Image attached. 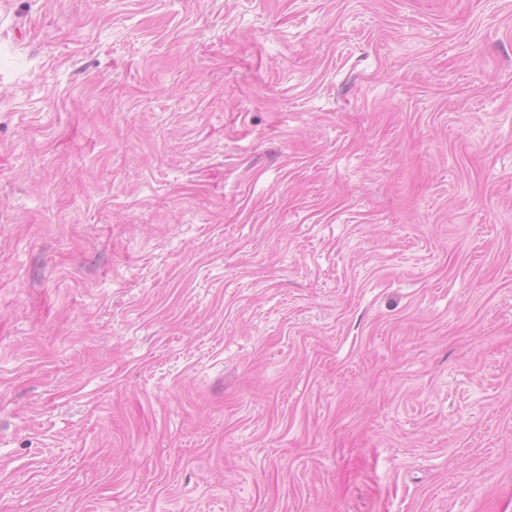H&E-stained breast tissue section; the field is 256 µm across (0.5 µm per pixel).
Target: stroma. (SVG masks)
<instances>
[{"label":"stroma","mask_w":512,"mask_h":512,"mask_svg":"<svg viewBox=\"0 0 512 512\" xmlns=\"http://www.w3.org/2000/svg\"><path fill=\"white\" fill-rule=\"evenodd\" d=\"M0 512H512V0H0Z\"/></svg>","instance_id":"stroma-1"}]
</instances>
